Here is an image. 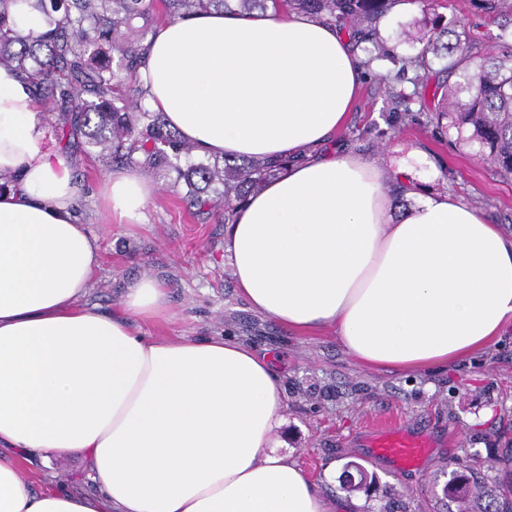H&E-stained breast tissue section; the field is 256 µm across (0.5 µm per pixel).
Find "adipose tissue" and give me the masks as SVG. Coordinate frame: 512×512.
<instances>
[{"label":"adipose tissue","instance_id":"ef3b65f1","mask_svg":"<svg viewBox=\"0 0 512 512\" xmlns=\"http://www.w3.org/2000/svg\"><path fill=\"white\" fill-rule=\"evenodd\" d=\"M363 68L334 25L293 11L213 10L161 24L136 74L145 107L205 157L288 161L224 228L238 292L281 325L336 339L362 366L427 371L483 352L512 324V236L403 161L337 149ZM43 108L0 65V512H326L273 444L284 391L269 358L222 336H150L169 296L135 281L105 312L78 223L84 187L44 148ZM413 201L393 218L388 185ZM155 193L109 176L105 205L138 223ZM79 455L82 493L21 476Z\"/></svg>","mask_w":512,"mask_h":512}]
</instances>
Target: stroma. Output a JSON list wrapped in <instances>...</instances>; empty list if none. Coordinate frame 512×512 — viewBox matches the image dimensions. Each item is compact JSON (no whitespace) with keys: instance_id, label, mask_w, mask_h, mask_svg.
Here are the masks:
<instances>
[{"instance_id":"1","label":"stroma","mask_w":512,"mask_h":512,"mask_svg":"<svg viewBox=\"0 0 512 512\" xmlns=\"http://www.w3.org/2000/svg\"><path fill=\"white\" fill-rule=\"evenodd\" d=\"M476 26L486 46L496 45L508 15H488L474 0H398L378 23L391 53L418 52L412 35L428 30L435 15ZM434 99L390 98L367 73L346 124L336 133L339 146L353 150L380 169L412 162L424 186L474 207L488 223L512 235V176L503 175L479 152L468 131H441L430 121ZM44 147L64 153L86 192L75 213L101 244V269L85 300L103 309L119 304L140 278L165 282L171 298L167 321L149 326L155 336L197 339L230 336L269 357L286 394L274 440L317 482L327 512H449L442 489L451 470L468 466L494 488L512 479V326L476 356L432 373L367 368L349 356L325 328L302 334L251 308L238 293L224 253V215L198 212L183 187L160 169L150 172L156 193L140 224H119L102 206L115 168L109 156L86 143L83 134L59 141L45 124ZM427 154L414 160L416 150ZM403 425L430 433L435 447L423 467L396 471L369 457L365 442L377 430ZM45 465L28 471L31 480L53 476L59 483L90 493L83 457L47 452ZM356 465L368 485L346 489L344 471Z\"/></svg>"}]
</instances>
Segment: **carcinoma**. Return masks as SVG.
<instances>
[{
  "instance_id": "cac0c4a2",
  "label": "carcinoma",
  "mask_w": 512,
  "mask_h": 512,
  "mask_svg": "<svg viewBox=\"0 0 512 512\" xmlns=\"http://www.w3.org/2000/svg\"><path fill=\"white\" fill-rule=\"evenodd\" d=\"M399 0H161L166 16L189 18L211 9L249 14L270 8H288L346 30L354 45L366 55L367 68L389 60L398 74L413 86L408 97L423 98L428 89L441 96V109L433 115L472 129L486 157L504 175L512 174V41L501 36L496 49L478 50L477 43L458 19H433L421 50L395 58L377 42L375 22ZM154 0H37L45 15L63 11L55 26L36 36L14 29L9 0H0V65L14 68L42 100L47 115L59 114L79 127L88 145L112 158L117 166L166 168L183 182L191 202L202 208L224 209V223L233 221L238 206L285 169L268 159H226L223 163L193 162V147L169 128L159 113L142 104L145 93L137 87L116 90L122 71L140 65L153 34L147 18ZM117 60L108 58L109 50ZM439 62V70L433 64ZM455 82L448 83V78ZM443 493L456 512H473L474 498L487 500L480 512H512L511 497L499 498L475 473L450 472Z\"/></svg>"
}]
</instances>
